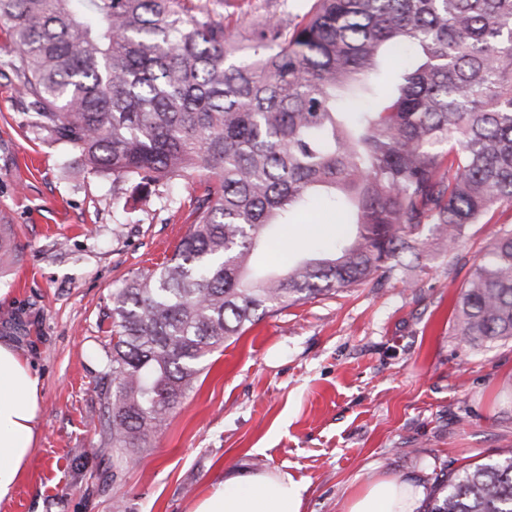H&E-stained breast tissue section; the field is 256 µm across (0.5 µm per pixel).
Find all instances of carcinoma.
I'll return each instance as SVG.
<instances>
[{
  "instance_id": "1",
  "label": "carcinoma",
  "mask_w": 512,
  "mask_h": 512,
  "mask_svg": "<svg viewBox=\"0 0 512 512\" xmlns=\"http://www.w3.org/2000/svg\"><path fill=\"white\" fill-rule=\"evenodd\" d=\"M2 23L25 126L115 184L207 176L171 257L112 294L90 419L103 492L246 326L401 276L424 236L451 255L512 207V0H314L238 40L186 0H0ZM317 201L343 210L336 240L251 274ZM0 252L20 255L11 224ZM455 330L512 338V230L473 265ZM423 512H512V448L435 477Z\"/></svg>"
}]
</instances>
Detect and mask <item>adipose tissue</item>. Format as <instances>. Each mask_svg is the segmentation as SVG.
<instances>
[{
	"label": "adipose tissue",
	"instance_id": "1",
	"mask_svg": "<svg viewBox=\"0 0 512 512\" xmlns=\"http://www.w3.org/2000/svg\"><path fill=\"white\" fill-rule=\"evenodd\" d=\"M41 381L14 346L0 343V503L10 499L29 462L41 416ZM303 486L285 472L229 474L191 512H301ZM418 490L393 478L367 482L343 512H416Z\"/></svg>",
	"mask_w": 512,
	"mask_h": 512
}]
</instances>
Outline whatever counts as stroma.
I'll list each match as a JSON object with an SVG mask.
<instances>
[{
    "label": "stroma",
    "mask_w": 512,
    "mask_h": 512,
    "mask_svg": "<svg viewBox=\"0 0 512 512\" xmlns=\"http://www.w3.org/2000/svg\"><path fill=\"white\" fill-rule=\"evenodd\" d=\"M311 0L215 5L230 34L268 16L300 20ZM11 72L0 73V213L21 254L0 279V340L42 382L35 451L0 512H190L232 471H282L304 489L303 512H342L368 479L397 478L422 494L435 473L512 448V340L456 336L455 306L472 265L501 228L475 224L454 254L429 241L402 279L338 290L264 317L204 363L197 388L166 431L141 451L120 490L88 495L74 459L93 454V392L109 347L112 293L171 256L188 233L193 187L179 183L114 221L111 178L23 126ZM41 159L23 175L25 152ZM171 196L175 206H164ZM337 211L320 205L286 225L280 267L336 237Z\"/></svg>",
    "instance_id": "obj_1"
}]
</instances>
